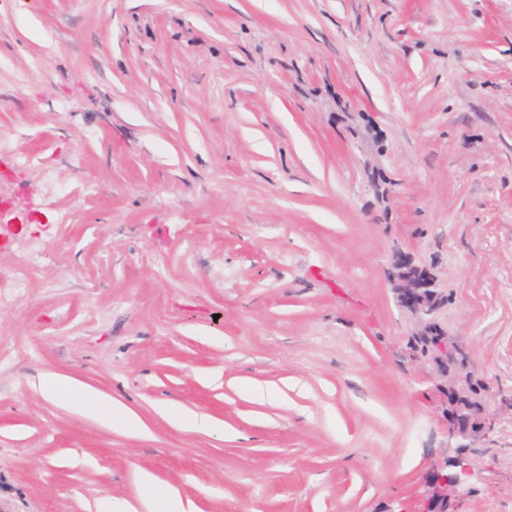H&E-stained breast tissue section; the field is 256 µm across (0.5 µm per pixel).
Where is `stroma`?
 <instances>
[{
  "label": "stroma",
  "instance_id": "obj_1",
  "mask_svg": "<svg viewBox=\"0 0 512 512\" xmlns=\"http://www.w3.org/2000/svg\"><path fill=\"white\" fill-rule=\"evenodd\" d=\"M1 135L0 512H392L445 426L397 250L488 384L453 512H512V0H0ZM387 279L397 295L399 306L410 312L416 328L412 336L425 335L437 323V313L443 306L433 277L416 264L412 256L397 251L392 255Z\"/></svg>",
  "mask_w": 512,
  "mask_h": 512
}]
</instances>
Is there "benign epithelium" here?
<instances>
[{
  "instance_id": "benign-epithelium-1",
  "label": "benign epithelium",
  "mask_w": 512,
  "mask_h": 512,
  "mask_svg": "<svg viewBox=\"0 0 512 512\" xmlns=\"http://www.w3.org/2000/svg\"><path fill=\"white\" fill-rule=\"evenodd\" d=\"M387 279L399 306L415 320L414 335H425L437 323V313L442 307L434 278L416 264L414 257L397 251L392 255ZM426 360L435 370V410L442 411L447 418L444 434L447 447L454 450V455L443 453L431 463L420 492L419 512H448L451 499L469 493L465 482L471 476L467 448L476 436L491 429L487 386L467 357L448 345L445 338L437 342L433 355Z\"/></svg>"
}]
</instances>
